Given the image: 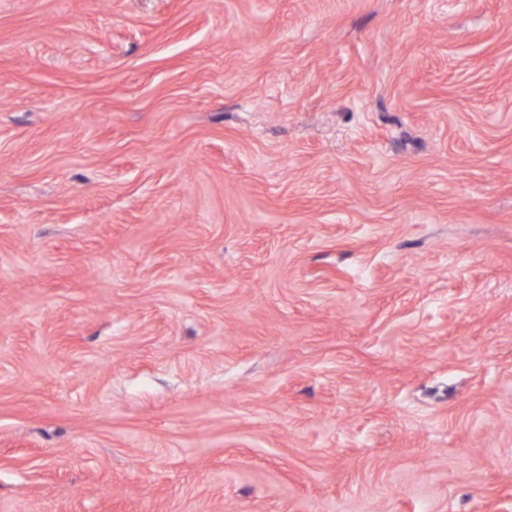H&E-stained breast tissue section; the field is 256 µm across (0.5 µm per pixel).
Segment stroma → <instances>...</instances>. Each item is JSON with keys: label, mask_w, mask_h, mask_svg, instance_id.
<instances>
[{"label": "stroma", "mask_w": 512, "mask_h": 512, "mask_svg": "<svg viewBox=\"0 0 512 512\" xmlns=\"http://www.w3.org/2000/svg\"><path fill=\"white\" fill-rule=\"evenodd\" d=\"M0 512H512V0H0Z\"/></svg>", "instance_id": "35a3bbf8"}]
</instances>
